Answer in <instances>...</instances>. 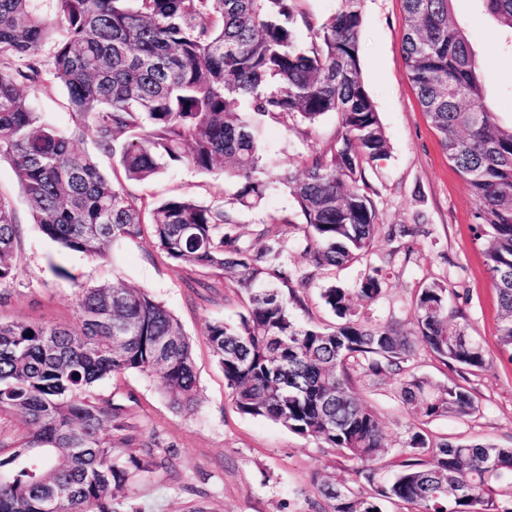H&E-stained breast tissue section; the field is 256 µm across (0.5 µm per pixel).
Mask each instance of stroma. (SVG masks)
I'll use <instances>...</instances> for the list:
<instances>
[{
	"instance_id": "35a3bbf8",
	"label": "stroma",
	"mask_w": 512,
	"mask_h": 512,
	"mask_svg": "<svg viewBox=\"0 0 512 512\" xmlns=\"http://www.w3.org/2000/svg\"><path fill=\"white\" fill-rule=\"evenodd\" d=\"M362 9V76L388 141L386 159L366 171L380 222L372 247L361 262L312 270L295 246L303 229L296 222L293 198L280 188L270 190L258 208L241 210L236 231L251 242L263 221L272 216L283 219L282 232L289 243L284 259L289 267L311 276L300 288L306 303L304 319L320 326L336 321L321 302V289L354 285L375 268L384 276L383 296L359 307L358 314L372 324L398 322L407 333L416 330L413 301L419 289L434 282L446 285L448 307L457 313L452 326L481 343L486 364L469 378L478 398L476 411L438 417L426 428L437 438L512 448V357L500 350L497 295L474 239L475 202L443 153L406 78L401 0H363ZM452 18L477 53L492 110L503 122L512 121V57L505 52L502 30L484 14L478 0H454ZM26 92L48 122L72 128L67 92L52 77L27 86ZM338 129L333 113L311 130L270 124L262 147L275 170L297 172L307 155L325 147ZM133 190L149 202L188 194L218 204L230 197L234 185L222 171L200 173L179 165L134 184ZM0 195L12 200L22 226L19 273L0 286V293L8 297L0 305V318L73 326L76 299L83 288L133 286L147 289L164 304L193 342L199 386V402L193 410L174 409L154 379L138 372L95 386L96 393L104 396L133 394L139 432L146 439L158 436L172 457L171 469L140 484L138 502L143 512H179L193 504L206 512H309L313 473H326L339 484L351 483L344 458L323 456L317 441L235 409L205 337L208 323L236 321L243 310L230 282L212 273L174 268L147 239L136 245H114L99 260L61 249L33 224L18 180L3 161ZM398 386L389 377L356 384L363 402L384 425L392 448L417 423Z\"/></svg>"
}]
</instances>
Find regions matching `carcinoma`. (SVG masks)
<instances>
[{"mask_svg": "<svg viewBox=\"0 0 512 512\" xmlns=\"http://www.w3.org/2000/svg\"><path fill=\"white\" fill-rule=\"evenodd\" d=\"M294 0H0V160L20 183L34 223L62 249L92 259L115 242L149 237L176 268L227 275L246 296L234 323L214 321L207 341L239 413L277 422L350 463L354 485L319 474L309 512H512L500 489L512 474V448L436 440L409 429L392 460L386 431L362 402V377H399L408 411L427 423L469 415L467 386L437 385L417 371L426 350L462 379L485 365L482 345L448 328V288L417 294L418 334L356 317L354 299L382 295L380 269L353 288L332 285L320 298L338 322L302 323L305 284L282 260L272 217L247 244L237 211L258 206L270 188L290 191L311 265L362 259L378 231L366 166L384 159L387 139L360 60L362 0H339L327 20L295 37ZM453 0H402L407 79L448 161L476 202L482 247L499 304L498 335L512 354V124L486 100L484 75ZM512 39V0H478ZM48 72L68 92L76 130L117 159L124 178L103 175L73 137L44 120L23 86ZM334 113L340 135L310 153L297 175L273 171L261 124L310 127ZM224 170L227 201L189 195L149 204L129 189L169 164ZM21 229L0 195V283L18 274ZM78 324L0 319V412L24 427L0 436V512H141L135 486L169 467L158 444L131 452L136 398L96 395L104 379L129 371L156 379L171 404L198 401L192 345L178 319L143 288L96 285L76 302ZM122 499H117V493Z\"/></svg>", "mask_w": 512, "mask_h": 512, "instance_id": "cac0c4a2", "label": "carcinoma"}]
</instances>
